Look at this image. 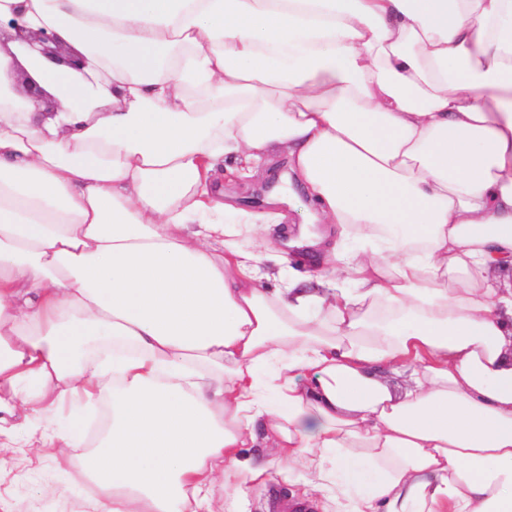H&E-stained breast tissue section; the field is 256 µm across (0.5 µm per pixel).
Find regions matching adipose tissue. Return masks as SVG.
Returning a JSON list of instances; mask_svg holds the SVG:
<instances>
[{
    "label": "adipose tissue",
    "mask_w": 512,
    "mask_h": 512,
    "mask_svg": "<svg viewBox=\"0 0 512 512\" xmlns=\"http://www.w3.org/2000/svg\"><path fill=\"white\" fill-rule=\"evenodd\" d=\"M228 156L286 158L335 225L290 240L307 277L286 213L225 206ZM101 399L97 441L60 426ZM9 448L91 512L278 477L325 512H512V0H0Z\"/></svg>",
    "instance_id": "1"
}]
</instances>
